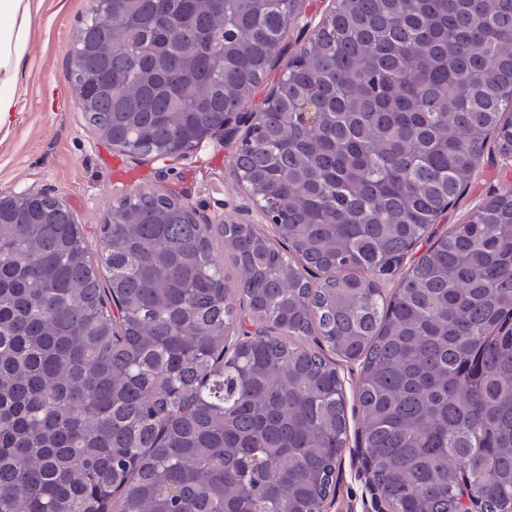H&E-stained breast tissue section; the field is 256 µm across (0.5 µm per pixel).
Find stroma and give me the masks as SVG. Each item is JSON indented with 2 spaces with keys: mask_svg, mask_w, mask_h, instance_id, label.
Returning a JSON list of instances; mask_svg holds the SVG:
<instances>
[{
  "mask_svg": "<svg viewBox=\"0 0 512 512\" xmlns=\"http://www.w3.org/2000/svg\"><path fill=\"white\" fill-rule=\"evenodd\" d=\"M91 5V0H40L18 85V122L8 135L0 134V191L30 189L60 200L83 226L92 248L98 245L97 228L107 209L147 186L183 200L194 210L198 223L214 222L220 214L245 220L243 208L249 205L250 195L232 170L234 154L251 114L258 111L288 61L316 31L332 0H302L299 21L290 27L266 82L233 119L232 134L220 142H205L188 158L168 166L112 147L82 118L70 80L69 53ZM507 184L512 185V166L500 160L494 143H487L470 188L437 217L430 229L432 236L441 237L453 225L465 222L476 206ZM347 417V443L324 510L378 512L380 493L361 460L360 416L351 408Z\"/></svg>",
  "mask_w": 512,
  "mask_h": 512,
  "instance_id": "obj_1",
  "label": "stroma"
}]
</instances>
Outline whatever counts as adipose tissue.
<instances>
[{
  "instance_id": "adipose-tissue-1",
  "label": "adipose tissue",
  "mask_w": 512,
  "mask_h": 512,
  "mask_svg": "<svg viewBox=\"0 0 512 512\" xmlns=\"http://www.w3.org/2000/svg\"><path fill=\"white\" fill-rule=\"evenodd\" d=\"M39 0H0V132L9 133L19 113L17 82Z\"/></svg>"
}]
</instances>
